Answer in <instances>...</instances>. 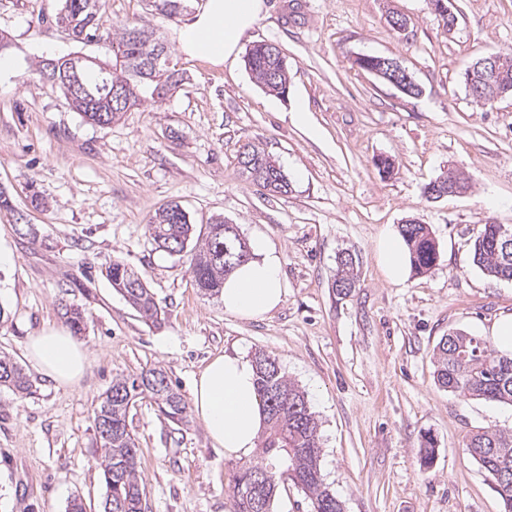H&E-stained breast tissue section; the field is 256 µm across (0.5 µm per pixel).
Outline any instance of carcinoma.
<instances>
[{
	"mask_svg": "<svg viewBox=\"0 0 512 512\" xmlns=\"http://www.w3.org/2000/svg\"><path fill=\"white\" fill-rule=\"evenodd\" d=\"M55 24L77 42L112 40L115 64L100 74L93 62L82 56L59 57L57 85L64 79L79 77L87 87L83 100L71 105L87 122L105 126L118 120L123 111L111 106L106 86L127 89L125 108L138 106L146 94L162 99L183 81L169 66L168 46L144 24L126 22L113 30L105 26L102 0H62ZM151 11L169 21L178 18L191 0H148ZM162 52L159 66L149 60ZM245 65L256 82L268 93L281 96L288 88V65L275 44L252 45ZM505 77L488 93L512 94V56L504 60ZM241 175L263 195H285L290 184L277 162L269 154L247 143L238 155ZM155 248L170 255L187 254L188 270L196 288L209 296L220 293L224 279L251 258L250 247L236 225L221 218L200 229L189 222L186 212L176 203L164 206L147 225ZM401 237L409 251L413 270L422 274L439 260L438 244L425 224L406 223ZM193 248H188L191 240ZM471 260L485 275L512 281V227L483 224L471 239ZM107 277L115 288L146 321L162 320V308L154 294L126 264L114 262ZM358 278V260L344 251L337 256L332 288L339 296L348 295ZM257 389L267 417V426L259 438V457L243 467L235 477L234 512H272L279 483L292 482L311 500L314 512H343V502L324 483L320 468L321 441L318 421L311 411L306 393L282 373L277 358L264 351L254 354ZM438 384L463 398L483 399L512 405V352L504 354L492 348L482 337L455 331L441 338L434 352ZM0 386L19 395L29 394L32 382L14 359L0 354ZM148 398L158 411L174 424L188 421V404L169 383L165 372L151 368L130 377L115 378L94 411L95 425H106L99 432L104 451L106 485L104 512H142L145 496L139 463V448L128 425L131 407ZM468 453L492 475L495 491L506 512H512V432L503 429L479 431L466 443ZM266 475L265 491L253 484L254 474Z\"/></svg>",
	"mask_w": 512,
	"mask_h": 512,
	"instance_id": "cac0c4a2",
	"label": "carcinoma"
}]
</instances>
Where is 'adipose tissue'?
<instances>
[{"label":"adipose tissue","instance_id":"obj_1","mask_svg":"<svg viewBox=\"0 0 512 512\" xmlns=\"http://www.w3.org/2000/svg\"><path fill=\"white\" fill-rule=\"evenodd\" d=\"M264 11V0H206L194 24L180 35L182 48L216 66L236 65L244 34L261 20ZM251 247L252 259L226 277L220 299L225 313L261 319L281 307L286 288L278 251L260 236ZM26 356L61 388L79 385L89 368L86 349L62 326L31 336ZM192 409L225 456L250 457L265 419L252 361L237 352L213 357L193 382Z\"/></svg>","mask_w":512,"mask_h":512}]
</instances>
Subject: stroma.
<instances>
[{
	"label": "stroma",
	"mask_w": 512,
	"mask_h": 512,
	"mask_svg": "<svg viewBox=\"0 0 512 512\" xmlns=\"http://www.w3.org/2000/svg\"><path fill=\"white\" fill-rule=\"evenodd\" d=\"M247 33L278 45L287 96L269 94L244 63L221 67L187 57L179 32L202 5L175 21L146 0H104L107 26L138 20L170 49L186 81L165 100L108 126L86 122L62 90L40 79L39 61L70 53L112 61V43H78L54 24L62 0H0V352L33 382L18 396L0 386V512H67L81 497L103 512L105 482L94 410L114 377L160 367L190 397L194 376L223 352L276 355L308 394L320 425L321 470L345 512H505L489 474L469 455L470 435L512 430V406L465 399L441 386L434 348L455 330L489 337L512 315V281L490 278L470 259L483 224L512 225V97L482 108L461 74L472 61L512 51V0H454L447 31L428 0H265ZM399 15L404 30L388 20ZM399 58L419 85L409 97L359 69V55ZM304 100L321 134L291 118ZM253 143L273 155L288 194H259L237 155ZM389 157L392 175L376 160ZM469 179L439 200L425 187L447 166ZM47 200L29 204L31 191ZM170 203L194 224L224 218L241 236H262L281 254L288 293L270 317L246 321L200 294L185 257L154 250L147 224ZM413 219L440 252L427 274L391 282L379 245ZM357 255L359 278L334 295L336 256ZM130 265L165 310L145 322L112 288L107 267ZM79 308L78 339L90 359L84 381L59 389L25 356L29 336L62 325ZM146 486L143 512H233L241 460L214 447L203 424H173L150 399L129 414ZM435 442L424 466L421 450Z\"/></svg>",
	"instance_id": "1"
}]
</instances>
